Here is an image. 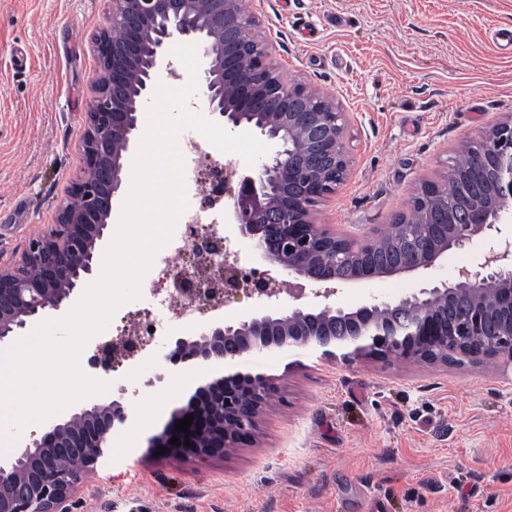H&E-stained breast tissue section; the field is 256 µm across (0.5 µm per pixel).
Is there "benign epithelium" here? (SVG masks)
Segmentation results:
<instances>
[{
	"label": "benign epithelium",
	"mask_w": 512,
	"mask_h": 512,
	"mask_svg": "<svg viewBox=\"0 0 512 512\" xmlns=\"http://www.w3.org/2000/svg\"><path fill=\"white\" fill-rule=\"evenodd\" d=\"M258 24L247 0H111L108 23L94 39L100 73L86 113L83 166L56 224L0 269V343L69 304L81 279L93 274L94 251L123 183V157L138 142L137 112L161 72L178 77L170 41L179 36L199 45L208 111L234 131H260L279 149L250 171L208 165L214 185L203 206L224 203L260 265L229 263L224 239L208 233L195 236L188 263L176 267L174 297L209 322L168 339L165 360L174 370L226 368L203 374L186 405L149 440L155 452L163 446L180 456L215 457L253 444L261 411L280 393L274 377L230 366L255 349L307 345L336 365L364 357L446 365L454 355L512 363V235L502 231L512 224V123L496 122L470 142L463 157L473 172L441 200L393 218L390 235L406 246L376 260L380 234L351 240L314 218L313 208L352 167L346 113L335 100L283 78L269 42L244 46L245 33ZM450 251L470 257L450 280L398 300L373 295L356 307L335 300L355 284L431 271ZM241 292L268 311L227 318L222 310ZM283 293L292 299L286 308ZM153 342L137 323L96 343L88 365L108 375ZM125 394L120 387L115 399L51 423L39 436L20 434L17 457L0 462V512H74L76 489L109 457L112 430L138 423ZM190 415L189 432L175 431V422ZM175 436L178 446L169 444ZM69 457L82 466L65 468Z\"/></svg>",
	"instance_id": "1"
}]
</instances>
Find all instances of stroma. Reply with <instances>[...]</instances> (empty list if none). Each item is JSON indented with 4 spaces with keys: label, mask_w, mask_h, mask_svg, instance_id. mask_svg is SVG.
<instances>
[{
    "label": "stroma",
    "mask_w": 512,
    "mask_h": 512,
    "mask_svg": "<svg viewBox=\"0 0 512 512\" xmlns=\"http://www.w3.org/2000/svg\"><path fill=\"white\" fill-rule=\"evenodd\" d=\"M258 36L285 78L346 112L353 166L317 207L350 236L409 211L479 130L512 118V0H254ZM109 0H0V267L56 220L99 68L93 40ZM415 272L350 287L396 299L428 283ZM281 398L255 442L224 457L148 454L190 392L194 368L162 349L109 377L141 427L116 430L112 455L78 492L79 512H512V365L322 361L308 346L253 351ZM155 386H148L149 378Z\"/></svg>",
    "instance_id": "35a3bbf8"
}]
</instances>
